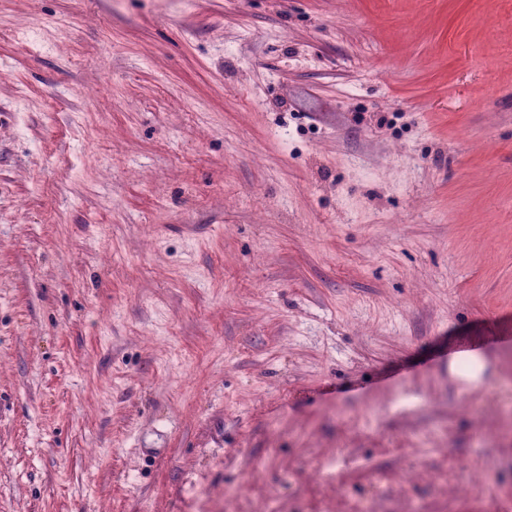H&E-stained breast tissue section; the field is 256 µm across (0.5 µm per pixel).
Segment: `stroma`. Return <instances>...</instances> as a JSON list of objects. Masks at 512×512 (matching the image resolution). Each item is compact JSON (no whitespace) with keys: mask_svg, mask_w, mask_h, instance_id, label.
I'll use <instances>...</instances> for the list:
<instances>
[{"mask_svg":"<svg viewBox=\"0 0 512 512\" xmlns=\"http://www.w3.org/2000/svg\"><path fill=\"white\" fill-rule=\"evenodd\" d=\"M0 512H512V0H0Z\"/></svg>","mask_w":512,"mask_h":512,"instance_id":"1","label":"stroma"}]
</instances>
